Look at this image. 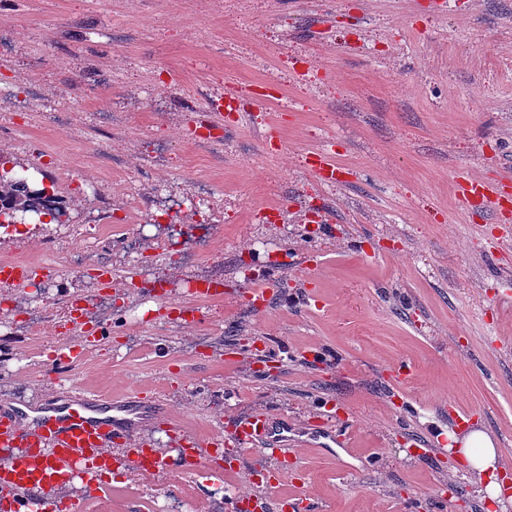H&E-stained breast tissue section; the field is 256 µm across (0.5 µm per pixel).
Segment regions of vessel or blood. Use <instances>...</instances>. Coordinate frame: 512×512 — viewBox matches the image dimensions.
<instances>
[{
    "mask_svg": "<svg viewBox=\"0 0 512 512\" xmlns=\"http://www.w3.org/2000/svg\"><path fill=\"white\" fill-rule=\"evenodd\" d=\"M461 200L472 196L491 199L492 189L478 179L457 182ZM47 266L31 261L0 262V283L19 285L46 275ZM77 337L70 342L62 364L81 357L96 335L95 329L77 322ZM163 419L169 433L183 426L169 408L159 402L107 400L92 389L58 382L45 392L39 405L24 411L20 399L0 398V502L9 512H81L84 492L99 485L106 471L137 473L162 480L170 468L209 475L211 449L222 447L224 436L190 441L170 455L144 437L147 422ZM287 422L268 412L241 420L235 431L240 452L275 455L287 450ZM81 468L80 482H73L74 468Z\"/></svg>",
    "mask_w": 512,
    "mask_h": 512,
    "instance_id": "b4317fda",
    "label": "vessel or blood"
}]
</instances>
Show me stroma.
<instances>
[{"label":"stroma","instance_id":"obj_1","mask_svg":"<svg viewBox=\"0 0 512 512\" xmlns=\"http://www.w3.org/2000/svg\"><path fill=\"white\" fill-rule=\"evenodd\" d=\"M0 87L33 97L29 112L0 98V175L28 176L70 215L0 226V260L51 267L43 298L0 285L13 327L0 355L26 368L0 396L35 401L61 379L141 392L198 435L270 411L302 443L282 464L283 505L304 485L324 512H433L453 483L447 512H492L453 452L409 447L454 432L453 408L495 438L512 478V0H0ZM229 87L238 110L215 115ZM272 126L280 143L264 138ZM320 151L347 182L315 187ZM462 175L500 184L499 210L459 205ZM176 204L181 230L212 228L193 262L171 245ZM245 249L279 276L259 306L234 274ZM100 254L116 280L167 279L169 298L102 287ZM208 275L224 292L197 300ZM75 297L108 303L112 330L61 372ZM322 412L351 426L349 443L317 425ZM255 464L215 455L225 495L258 492ZM202 482L119 473L84 512H153L163 489L194 512Z\"/></svg>","mask_w":512,"mask_h":512}]
</instances>
